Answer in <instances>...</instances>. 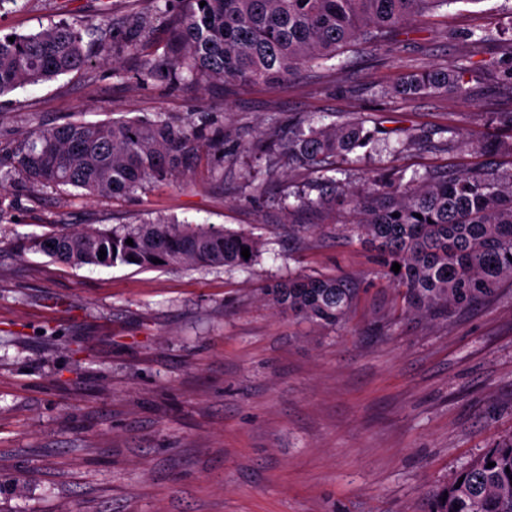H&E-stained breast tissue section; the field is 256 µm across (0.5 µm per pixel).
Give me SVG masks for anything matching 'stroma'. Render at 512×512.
I'll return each mask as SVG.
<instances>
[{"mask_svg": "<svg viewBox=\"0 0 512 512\" xmlns=\"http://www.w3.org/2000/svg\"><path fill=\"white\" fill-rule=\"evenodd\" d=\"M146 0H7L0 34L76 19L114 43ZM490 29L498 39L474 42ZM288 81L198 90L125 78L131 56L0 96V149L32 126L213 113L223 163L129 196H83L13 177L0 186V512H422L426 494L512 434V286L431 320L402 314L351 203L314 206L298 164L242 153L295 128L360 125L333 159L356 196L391 171L512 177V0H454L393 36ZM460 93L408 98L400 80L453 62ZM310 198V205L298 202ZM261 238L235 268L74 267L29 250L61 224L145 220ZM342 276L361 290L338 330L278 313L266 284Z\"/></svg>", "mask_w": 512, "mask_h": 512, "instance_id": "1", "label": "stroma"}]
</instances>
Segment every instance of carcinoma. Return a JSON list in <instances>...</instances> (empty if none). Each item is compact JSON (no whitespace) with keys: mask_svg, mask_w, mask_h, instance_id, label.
<instances>
[{"mask_svg":"<svg viewBox=\"0 0 512 512\" xmlns=\"http://www.w3.org/2000/svg\"><path fill=\"white\" fill-rule=\"evenodd\" d=\"M206 5H200V2ZM172 0H152L154 14L136 13L118 50L137 61L145 82L160 70L174 84L201 89L213 82H275L299 68L360 45L390 46L389 36L448 0H180L171 51L163 58L139 53L153 15ZM111 44L110 31L87 21L64 22L28 35H0V95L88 67V36ZM464 67L423 70L403 78L407 97L463 88ZM367 144L354 124L296 131L277 153L323 174L330 159ZM224 126L205 118L158 115L101 123L66 121L35 127L9 151L11 174L43 187H72L89 196H126L147 183L184 175L185 162L201 155L224 161ZM355 230L376 252L386 279L407 314L451 317L493 300L512 283V178L477 174L425 178L410 186L388 180L354 199ZM133 239V245L126 244ZM249 248L250 257L241 255ZM31 248L72 265L154 267L245 266L262 243L248 232L157 220L109 231L62 224ZM106 251L99 259V250ZM159 263H153V260ZM401 265L399 272L391 270ZM278 310L316 326L343 325L356 310L360 289L345 277L299 276L264 289ZM495 466L489 468L487 464ZM512 435L482 451L430 494L426 512H512Z\"/></svg>","mask_w":512,"mask_h":512,"instance_id":"1","label":"carcinoma"}]
</instances>
